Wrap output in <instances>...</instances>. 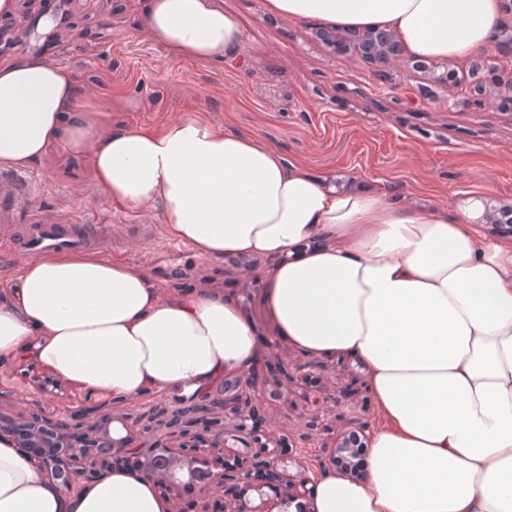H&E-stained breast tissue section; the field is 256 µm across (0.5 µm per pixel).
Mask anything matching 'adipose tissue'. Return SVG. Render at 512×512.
<instances>
[{"label":"adipose tissue","instance_id":"adipose-tissue-1","mask_svg":"<svg viewBox=\"0 0 512 512\" xmlns=\"http://www.w3.org/2000/svg\"><path fill=\"white\" fill-rule=\"evenodd\" d=\"M291 20L393 31L411 57L489 46L499 0H266ZM145 32L187 62L223 63L240 40L216 0H151ZM70 71L0 65V166L51 144L88 148L94 178L128 211L159 208L203 256H275L265 307L310 357L361 358L378 420L365 480L325 466L313 512H512V243L469 211L339 193L273 148L193 115L160 129H102L76 112ZM310 237L330 247L294 257ZM0 296V357L34 343L57 376L127 401L155 388L205 392L253 352L250 324L215 296L162 297L147 275L92 253L29 261ZM0 512H167L125 469L67 497L0 439Z\"/></svg>","mask_w":512,"mask_h":512}]
</instances>
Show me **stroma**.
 <instances>
[{
	"mask_svg": "<svg viewBox=\"0 0 512 512\" xmlns=\"http://www.w3.org/2000/svg\"><path fill=\"white\" fill-rule=\"evenodd\" d=\"M241 29V40L223 65L186 62L147 38L149 0H15L0 15L9 46L0 64L35 57L71 70L79 88L74 111L103 126L161 128L185 114L251 136L276 149L286 161L340 192L370 188L422 209H459L469 198L512 204V109L476 107L460 113L447 89L412 73L409 92L380 88L371 67L337 58L315 39L311 24L270 14L265 0H220ZM40 11L67 13V24L49 31L33 23ZM24 192L15 205L13 237L26 227L71 219L94 236L90 250L141 271L167 296L191 299L218 294L233 302L251 325L255 341L247 370L259 379L255 404L272 422L287 425L290 445L299 433L309 441L307 464L326 459V448L345 427L346 403L365 379L353 355L323 357V368L305 381L289 383V395L275 397L276 374L297 349L281 341L264 305L265 279L247 280L234 256L210 259L177 240L158 209L115 208L92 176L88 152L63 144L32 166L16 170ZM0 417L19 414L54 420L97 406L87 428L115 416L111 429L122 435L119 416L138 417L175 398L174 392H144L131 402L57 384L46 366L0 363ZM335 395L338 403L305 426L299 414L312 396Z\"/></svg>",
	"mask_w": 512,
	"mask_h": 512,
	"instance_id": "stroma-1",
	"label": "stroma"
}]
</instances>
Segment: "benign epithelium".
<instances>
[{
    "instance_id": "obj_1",
    "label": "benign epithelium",
    "mask_w": 512,
    "mask_h": 512,
    "mask_svg": "<svg viewBox=\"0 0 512 512\" xmlns=\"http://www.w3.org/2000/svg\"><path fill=\"white\" fill-rule=\"evenodd\" d=\"M502 33L504 39L498 42L495 56L481 54L473 58V62L491 71L507 70L511 76L495 80L488 89L473 85L471 97L463 102L466 108L481 106L488 101L512 107V34L507 28ZM314 34L335 49L337 56L345 60L358 59L370 65L378 79L392 91L403 88L404 75L413 68H424L430 81L437 85L448 86V77H456L450 73L448 62L440 64L430 58L412 60L404 56L397 36L387 29L320 26ZM494 217L497 224H493V229L499 230L506 223L512 235V209L485 204L480 222L492 224ZM254 386L251 375H241L235 379L234 388L239 394L232 401L225 398L221 389L204 400L196 394L177 397L174 409L149 415L144 420L139 418L130 422L126 417H118L116 421L121 423L125 435L116 437L109 425H96L94 443L83 448L71 441L64 423L22 414L13 426L47 441L45 450L34 454V464L43 477L68 494L79 492L81 481H92L108 473L116 461L131 459L168 500L169 512H199L206 508V500L214 489L240 482L246 484V492L235 495L231 512H311V480L300 462L296 473L282 474L284 490L279 497L273 500L261 497L256 504L248 495L250 491L262 494L260 487L247 483L249 469L276 468L275 448L282 440L280 430L261 419L260 414L249 406L246 397ZM195 414L202 415L211 428L229 416L232 426L214 436L205 446L192 443L186 438L183 425L191 423L189 417ZM349 422L350 426L337 435L327 449L328 461L333 466L336 456L349 453L353 444L368 448L369 422L361 416H353ZM248 438L260 442L249 465L225 467L226 449L240 444L246 448ZM187 487L196 489L198 497L185 499L183 491Z\"/></svg>"
}]
</instances>
